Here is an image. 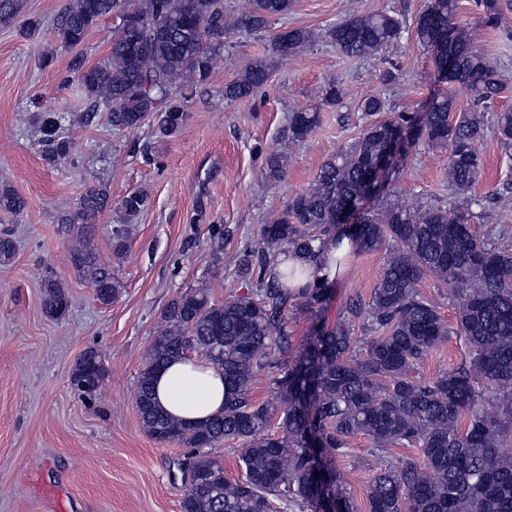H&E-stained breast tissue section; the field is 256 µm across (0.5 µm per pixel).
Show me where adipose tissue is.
<instances>
[{"mask_svg": "<svg viewBox=\"0 0 512 512\" xmlns=\"http://www.w3.org/2000/svg\"><path fill=\"white\" fill-rule=\"evenodd\" d=\"M352 249L346 239L338 245L328 244L317 261L291 255L284 265L304 270V283H331L343 275ZM155 391L159 404L171 416L192 424L206 421L224 408V377L202 359L179 361L166 367L157 378Z\"/></svg>", "mask_w": 512, "mask_h": 512, "instance_id": "obj_1", "label": "adipose tissue"}]
</instances>
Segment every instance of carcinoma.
Returning a JSON list of instances; mask_svg holds the SVG:
<instances>
[{
    "instance_id": "cac0c4a2",
    "label": "carcinoma",
    "mask_w": 512,
    "mask_h": 512,
    "mask_svg": "<svg viewBox=\"0 0 512 512\" xmlns=\"http://www.w3.org/2000/svg\"><path fill=\"white\" fill-rule=\"evenodd\" d=\"M249 8L224 14V0H70L58 14L54 35L77 50L69 71L89 110L107 113L110 126L134 131L150 120L161 133L176 134L187 118L188 93L207 82L223 58L230 30L264 32L292 11L295 0H248ZM487 24L499 22V0H476ZM25 0H0V24L23 19L29 34L40 22L24 14ZM123 15L113 28L106 58L86 64L79 51L89 32L103 19ZM456 0H428L411 21L387 11L352 16L328 32L336 50L348 58L375 57L414 30L418 42L434 56L438 79L450 84L434 95L421 113L381 116L382 98L364 99L370 117L362 135L321 165L314 182L288 198L280 215L261 229L262 246L245 247L236 256L241 278L255 288L241 296L215 300L201 282L173 298L164 308L139 372L136 407L146 432L163 444L190 449L181 468L185 486L182 512H358L344 492L336 458L348 438L367 435L379 452V467L367 492L368 512H512V454L504 442L512 431V249L500 244L507 230L488 225L480 238L472 230L473 213L465 207L426 205L410 208L387 194L379 211L365 213L356 224L346 215L378 179V161L391 141L424 137L448 148V191L467 197L484 174L478 144L493 113L500 144L512 148V110L496 109L506 85L497 66L474 42L473 32L456 21ZM313 34L293 28L275 35L272 54L287 62L305 54ZM270 63L255 59L224 86V97L247 99L264 86ZM464 93L469 108L456 111ZM343 96L339 83L322 90L326 106ZM318 110L291 113L288 139L304 141L318 124ZM44 160L55 164L72 152L73 141L61 121L45 117L38 124ZM267 177L283 175V159L262 158ZM142 190L123 197L125 222L147 208ZM112 205L109 184L88 188L58 223L73 234L70 263L109 305L120 284L101 263L90 228ZM26 200L0 184V211L20 213ZM348 238L358 250L372 252L391 245L392 253L368 305L350 312L367 319L369 331L357 346L349 323H321L301 348H293L288 311L319 312L330 300L331 285L309 288L296 281L303 272L282 269L278 251L316 261L327 242ZM127 229L112 230L113 254L128 250ZM16 251L12 235L0 232V264ZM448 285L459 305L457 326L443 320L436 305L418 286L426 278ZM42 307L62 318L71 300L57 279L43 285ZM464 338L467 357L457 367L423 381L418 368L427 354L449 336ZM195 353L224 374V409L200 424L184 423L165 412L154 397V381L170 362ZM259 375L270 379L267 400H253L251 385ZM107 369L99 352L86 349L76 361L71 381L92 394ZM235 441L241 476L224 477L211 451ZM391 448H417L423 464L399 463Z\"/></svg>"
}]
</instances>
